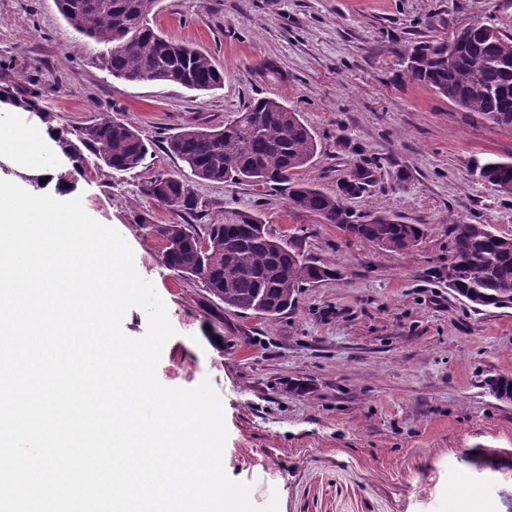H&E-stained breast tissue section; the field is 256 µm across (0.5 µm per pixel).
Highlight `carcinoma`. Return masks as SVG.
Listing matches in <instances>:
<instances>
[{"label": "carcinoma", "instance_id": "obj_1", "mask_svg": "<svg viewBox=\"0 0 512 512\" xmlns=\"http://www.w3.org/2000/svg\"><path fill=\"white\" fill-rule=\"evenodd\" d=\"M157 0H57L64 20L77 32L107 46L98 56L112 77L129 83L178 84L210 91L224 74L205 51L162 36L151 24ZM463 43L448 60L440 40L414 45L405 55L411 79L448 98L462 110L497 125H512V35L487 33L472 25L460 29ZM36 92L0 89V102L26 112H40ZM61 153L84 168L88 164L115 173L144 165L149 146L131 125L102 117L66 130L58 137ZM166 152L182 163L178 175H157L144 193L173 209L198 206L189 180L249 182L282 186L290 209L334 224L349 237L381 252L418 246L421 224H406L376 212L354 223L344 200L365 190L372 172L358 166L334 194L299 183L295 173L312 163L317 140L299 113L276 98L253 100L224 126L185 128L163 141ZM481 181L512 195V159L474 162ZM147 233L165 242L162 262L186 279L199 280L206 291L239 314L274 319L292 308L303 285L336 275L330 266L306 261L290 242L273 236L262 219L236 208L207 225L200 234L189 224H146ZM448 268L454 292L471 308H512V236L498 235L485 224H455ZM496 399L512 402V375L485 380Z\"/></svg>", "mask_w": 512, "mask_h": 512}]
</instances>
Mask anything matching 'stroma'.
I'll list each match as a JSON object with an SVG mask.
<instances>
[{"label": "stroma", "mask_w": 512, "mask_h": 512, "mask_svg": "<svg viewBox=\"0 0 512 512\" xmlns=\"http://www.w3.org/2000/svg\"><path fill=\"white\" fill-rule=\"evenodd\" d=\"M512 35V0H158L153 22L224 69L197 92L112 78L103 47L71 28L54 0H0V84L38 90L49 127L108 114L151 142L144 167L67 170L85 211L114 227L138 273L164 301L175 334L160 383L209 380L228 432L223 464L279 512H512V403L483 381L512 375V309L475 311L448 289L449 229L486 224L512 236V195L474 163L512 157V126L463 112L403 72L401 56L476 20ZM275 63L284 80L263 75ZM300 113L318 152L295 174L326 192L356 166L373 181L346 205L427 228L413 250L379 253L335 225L292 213L286 190L193 180L197 211L145 196L174 174L162 137L219 127L253 99ZM257 214L273 235L298 236L304 257L336 268L270 320L225 310L202 284L160 259L146 224L204 230L225 209Z\"/></svg>", "instance_id": "stroma-1"}]
</instances>
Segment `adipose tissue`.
Masks as SVG:
<instances>
[{"mask_svg":"<svg viewBox=\"0 0 512 512\" xmlns=\"http://www.w3.org/2000/svg\"><path fill=\"white\" fill-rule=\"evenodd\" d=\"M55 130L32 123L18 122L0 114V158H7L20 172L42 178L55 185L58 196L71 193L70 182L59 179L56 159L60 149L55 141ZM24 147H17V140Z\"/></svg>","mask_w":512,"mask_h":512,"instance_id":"1","label":"adipose tissue"}]
</instances>
